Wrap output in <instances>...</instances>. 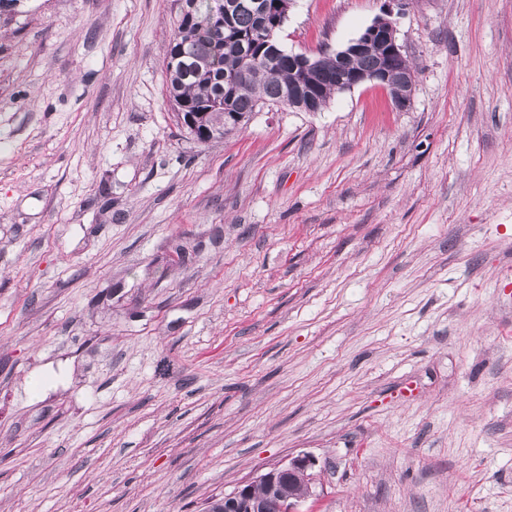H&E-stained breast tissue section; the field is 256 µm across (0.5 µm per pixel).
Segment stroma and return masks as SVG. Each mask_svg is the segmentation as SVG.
Returning a JSON list of instances; mask_svg holds the SVG:
<instances>
[{
  "label": "stroma",
  "mask_w": 512,
  "mask_h": 512,
  "mask_svg": "<svg viewBox=\"0 0 512 512\" xmlns=\"http://www.w3.org/2000/svg\"><path fill=\"white\" fill-rule=\"evenodd\" d=\"M179 11L0 14V512H203L298 454L303 512H512V0H410L405 111L366 83L204 144Z\"/></svg>",
  "instance_id": "obj_1"
}]
</instances>
